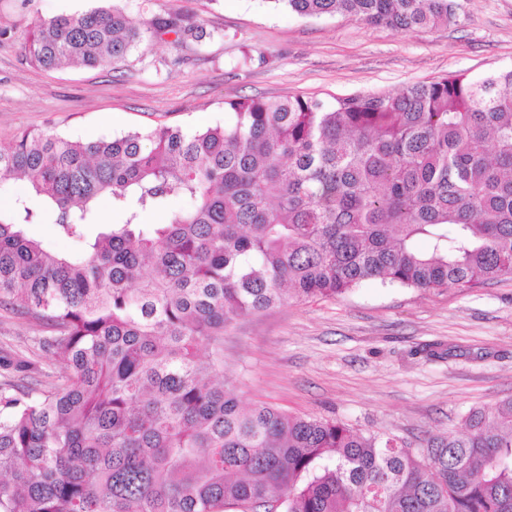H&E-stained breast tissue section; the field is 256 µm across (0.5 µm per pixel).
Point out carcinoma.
Wrapping results in <instances>:
<instances>
[{"instance_id":"1","label":"carcinoma","mask_w":512,"mask_h":512,"mask_svg":"<svg viewBox=\"0 0 512 512\" xmlns=\"http://www.w3.org/2000/svg\"><path fill=\"white\" fill-rule=\"evenodd\" d=\"M272 2L396 31L460 9ZM205 37L178 9L136 24L113 6L39 19L24 52L46 71L108 68L155 39ZM226 109L195 131L0 144V179L31 189L0 213V305L47 329L59 367L42 388L0 383V512H512V398L413 448L243 407L224 383V329L242 315L368 279L467 290L512 277V70ZM104 198L122 221L89 239ZM38 202L80 254L26 235ZM148 211L167 219L144 224Z\"/></svg>"}]
</instances>
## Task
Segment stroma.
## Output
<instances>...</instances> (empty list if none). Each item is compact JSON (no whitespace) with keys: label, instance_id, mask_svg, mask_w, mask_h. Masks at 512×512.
Returning a JSON list of instances; mask_svg holds the SVG:
<instances>
[{"label":"stroma","instance_id":"obj_1","mask_svg":"<svg viewBox=\"0 0 512 512\" xmlns=\"http://www.w3.org/2000/svg\"><path fill=\"white\" fill-rule=\"evenodd\" d=\"M454 24L398 32L347 16L303 17L265 0H0V143L22 131L74 140L158 125L198 130L242 96L396 93L454 74L512 69V0H460ZM110 5L136 21L171 9L199 20L203 48L140 46L114 70L45 71L24 43L37 20ZM27 235L77 254L54 215ZM41 327L0 308V354L31 360L25 382L53 371ZM224 377L243 406L336 419L410 443L456 434L475 407L512 397V278L468 290L419 291L367 281L335 299L293 300L224 331Z\"/></svg>","mask_w":512,"mask_h":512}]
</instances>
